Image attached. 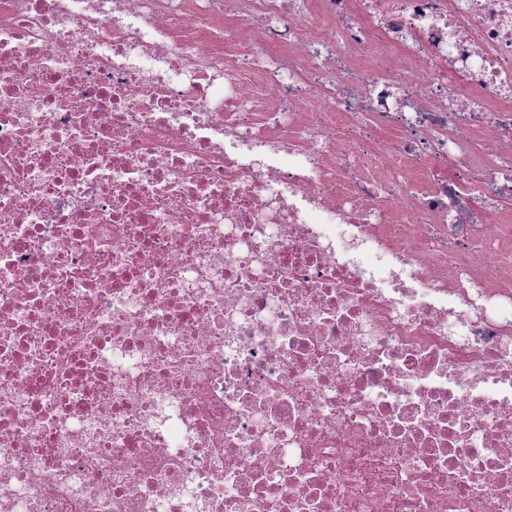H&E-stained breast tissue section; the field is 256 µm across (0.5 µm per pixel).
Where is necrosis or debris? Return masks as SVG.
I'll return each instance as SVG.
<instances>
[{
    "instance_id": "obj_1",
    "label": "necrosis or debris",
    "mask_w": 512,
    "mask_h": 512,
    "mask_svg": "<svg viewBox=\"0 0 512 512\" xmlns=\"http://www.w3.org/2000/svg\"><path fill=\"white\" fill-rule=\"evenodd\" d=\"M511 203L512 0H0V512H512Z\"/></svg>"
}]
</instances>
